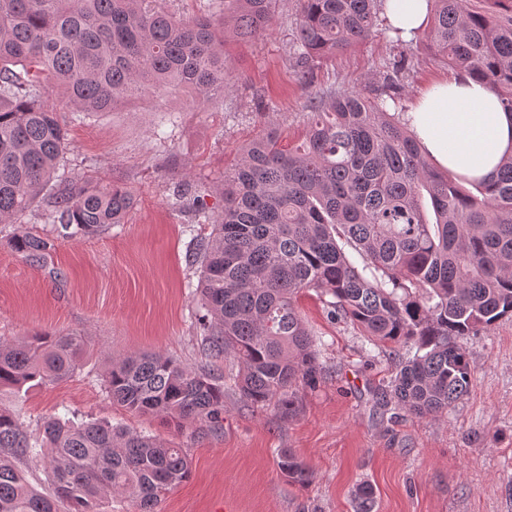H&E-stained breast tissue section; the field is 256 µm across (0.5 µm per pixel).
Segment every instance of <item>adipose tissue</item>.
<instances>
[{
  "label": "adipose tissue",
  "mask_w": 512,
  "mask_h": 512,
  "mask_svg": "<svg viewBox=\"0 0 512 512\" xmlns=\"http://www.w3.org/2000/svg\"><path fill=\"white\" fill-rule=\"evenodd\" d=\"M429 10V0H385L383 17L392 36L408 41ZM407 117L438 166L469 179L489 177L512 153V113L492 85L468 75L431 82Z\"/></svg>",
  "instance_id": "1"
}]
</instances>
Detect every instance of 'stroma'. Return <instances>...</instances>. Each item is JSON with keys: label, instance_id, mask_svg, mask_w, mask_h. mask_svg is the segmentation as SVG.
Returning a JSON list of instances; mask_svg holds the SVG:
<instances>
[{"label": "stroma", "instance_id": "1", "mask_svg": "<svg viewBox=\"0 0 512 512\" xmlns=\"http://www.w3.org/2000/svg\"><path fill=\"white\" fill-rule=\"evenodd\" d=\"M296 17V0H277L269 31L229 45V87L216 102L161 91L86 115L66 106L53 85L44 86V100L68 130L63 176L124 187L135 204L123 223L105 232L55 240L40 269L8 240L19 231L50 234L42 204L20 224H0V342L77 334L87 348L75 376L20 394L1 390L0 409L19 414L31 433L67 408L180 444L191 474L163 496L160 512H225L229 506L235 512H358L362 483L375 490L373 512H512V318L462 339L473 383L443 417H418L385 403L396 372L390 346L330 319L312 291L301 294L298 305L322 373L316 388H297L294 412L241 399L234 389L238 366L230 359L221 364L224 418L216 431L195 422L179 432L113 406L105 394L108 362L130 352L159 353L193 372L210 364L200 343L199 269L186 253L192 239L209 236L212 227L175 208L176 185L188 183L206 192L208 206H221L225 167L263 132L269 114H276L283 140H292L311 96L354 88L374 94L394 60L407 63L405 110L431 81L455 75L440 55L386 31L301 71L292 55ZM283 449L311 469L309 483L279 471Z\"/></svg>", "mask_w": 512, "mask_h": 512}]
</instances>
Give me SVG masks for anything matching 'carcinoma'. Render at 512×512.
<instances>
[{
  "label": "carcinoma",
  "instance_id": "obj_1",
  "mask_svg": "<svg viewBox=\"0 0 512 512\" xmlns=\"http://www.w3.org/2000/svg\"><path fill=\"white\" fill-rule=\"evenodd\" d=\"M199 0L184 21L162 0H0V223L15 224L39 198L63 239L123 223L133 207L122 187L76 186L57 178L68 133L43 100L57 86L76 112H108L160 86L186 88L202 101L224 92V44L266 32L275 0ZM381 0H298L293 55L303 67L378 30ZM427 28L413 37L448 66L495 87L512 112V0H430ZM385 88L317 96L307 105L297 146L281 143L274 119L224 171L223 205L212 216L204 196L177 188L197 223L213 224L187 252L200 265L202 349L231 358L243 399L293 406L299 384L321 372L314 339L296 306L299 293L325 299L332 317L373 340L408 344L392 382L395 405L440 416L472 384L463 336L512 317V154L483 181L434 168L398 105L405 62L392 63ZM9 245L41 268L49 240L17 234ZM86 354L79 336L36 334L0 343V386L17 391L71 378ZM211 371L192 372L160 354L132 353L112 364V403L161 418L215 427L224 386ZM43 463L51 493L32 487L11 462ZM279 470L298 484L312 472L293 453ZM190 476L180 446L107 421L56 417L30 434L0 410V512H99L119 493L138 512Z\"/></svg>",
  "mask_w": 512,
  "mask_h": 512
}]
</instances>
